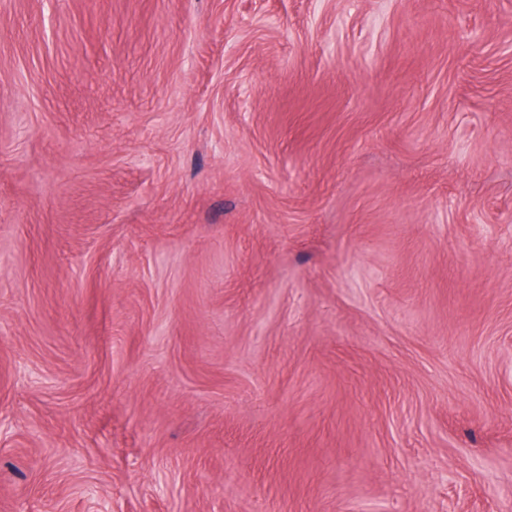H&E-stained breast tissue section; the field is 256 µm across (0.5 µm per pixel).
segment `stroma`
<instances>
[{
  "instance_id": "stroma-1",
  "label": "stroma",
  "mask_w": 512,
  "mask_h": 512,
  "mask_svg": "<svg viewBox=\"0 0 512 512\" xmlns=\"http://www.w3.org/2000/svg\"><path fill=\"white\" fill-rule=\"evenodd\" d=\"M0 512H512V0H0Z\"/></svg>"
}]
</instances>
